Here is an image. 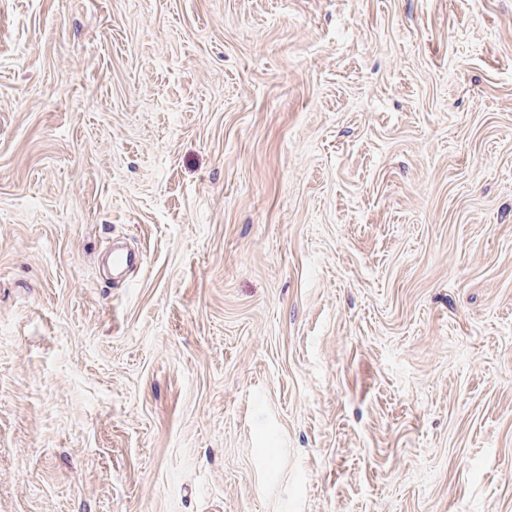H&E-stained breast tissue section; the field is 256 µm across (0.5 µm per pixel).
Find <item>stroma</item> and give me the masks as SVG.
Returning a JSON list of instances; mask_svg holds the SVG:
<instances>
[{
  "label": "stroma",
  "mask_w": 512,
  "mask_h": 512,
  "mask_svg": "<svg viewBox=\"0 0 512 512\" xmlns=\"http://www.w3.org/2000/svg\"><path fill=\"white\" fill-rule=\"evenodd\" d=\"M0 512H512V0H0Z\"/></svg>",
  "instance_id": "obj_1"
}]
</instances>
